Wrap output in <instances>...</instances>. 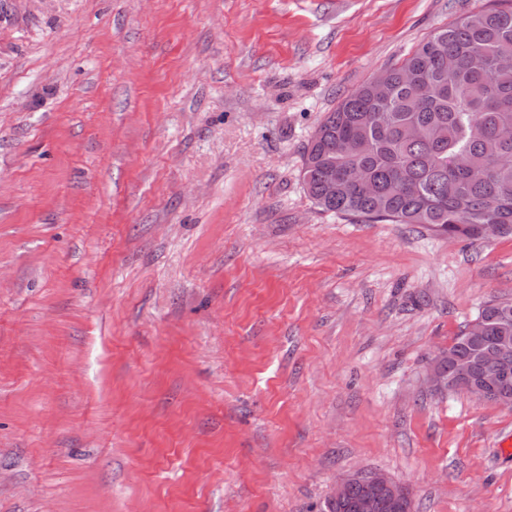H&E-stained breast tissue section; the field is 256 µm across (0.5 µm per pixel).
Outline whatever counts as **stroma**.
<instances>
[{
    "label": "stroma",
    "instance_id": "1",
    "mask_svg": "<svg viewBox=\"0 0 512 512\" xmlns=\"http://www.w3.org/2000/svg\"><path fill=\"white\" fill-rule=\"evenodd\" d=\"M489 0H0V512H512V409L427 382L512 237L318 209L325 113ZM357 485L362 488L361 496ZM359 497V512H375L378 502H382L386 507L402 504L407 508L406 503L411 500L406 485L392 480L384 473H356L344 477L336 484L332 494V500L336 503L329 502V512H357Z\"/></svg>",
    "mask_w": 512,
    "mask_h": 512
}]
</instances>
